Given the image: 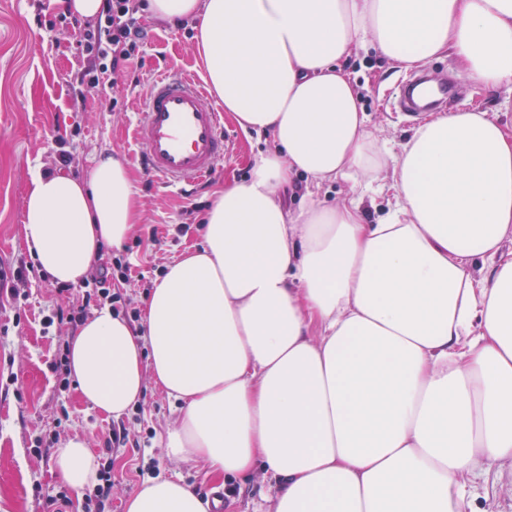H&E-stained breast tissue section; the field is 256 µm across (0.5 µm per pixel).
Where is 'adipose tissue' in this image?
I'll return each mask as SVG.
<instances>
[{"mask_svg":"<svg viewBox=\"0 0 512 512\" xmlns=\"http://www.w3.org/2000/svg\"><path fill=\"white\" fill-rule=\"evenodd\" d=\"M150 11L194 21L219 104L275 148L215 191L203 245L156 281L142 331L107 309L80 327L69 363L82 399L117 419L154 383L181 404L167 456L243 482L265 470L273 512H475V463H512V132L491 112H442L390 154L342 62L362 41L403 69L445 52L485 90L512 87V0ZM385 173L396 204L370 224L361 192ZM299 174L357 194L289 215ZM140 217L129 162L102 155L88 179L33 178L25 242L76 285ZM56 472L78 493L94 483L85 440L58 448ZM125 509L206 512L168 477Z\"/></svg>","mask_w":512,"mask_h":512,"instance_id":"ef3b65f1","label":"adipose tissue"}]
</instances>
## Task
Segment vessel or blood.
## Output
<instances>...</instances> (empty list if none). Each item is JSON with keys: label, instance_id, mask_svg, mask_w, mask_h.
Segmentation results:
<instances>
[{"label": "vessel or blood", "instance_id": "1", "mask_svg": "<svg viewBox=\"0 0 512 512\" xmlns=\"http://www.w3.org/2000/svg\"><path fill=\"white\" fill-rule=\"evenodd\" d=\"M447 100V79L421 74L397 86L391 107L411 117ZM135 135L145 175L180 191L216 175L231 144L224 113L203 81L180 69L154 76L139 106Z\"/></svg>", "mask_w": 512, "mask_h": 512}]
</instances>
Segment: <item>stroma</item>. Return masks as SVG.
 <instances>
[{
  "label": "stroma",
  "instance_id": "35a3bbf8",
  "mask_svg": "<svg viewBox=\"0 0 512 512\" xmlns=\"http://www.w3.org/2000/svg\"><path fill=\"white\" fill-rule=\"evenodd\" d=\"M56 0H0V263L29 265L20 283L19 300L0 305V512H48L44 487L60 488L54 469L55 450L71 438L88 442L99 456L103 439L112 429H124L123 447L112 453V504L109 512H125V501L153 477L177 476L187 483L206 507L225 480L205 474L203 465L169 459L161 444L165 432L180 416V405L147 384L139 404L120 419H112L85 403L76 386L60 390L51 368L68 332H44L43 314L58 301L53 281L40 269L24 239L23 216L33 177L46 168L85 179L101 154L116 151L134 157L138 147L133 128L137 104L151 79L170 67L200 71L194 51L196 31L183 29L144 13L150 35L140 46L138 85L119 79L110 97L88 92L84 104L73 101L71 82L84 64L74 36H50L33 18H54ZM355 80L360 103L368 117L372 138L400 153L419 121L391 111L389 92L406 76L374 51L360 47L343 63ZM432 76L448 72L464 90L453 110L480 109L496 113L512 128V91L486 92L462 73L450 54L427 64ZM232 145L218 175L191 196L148 184L134 170V187L142 205V221L120 248L131 264L128 280L115 282L118 309L144 308L150 288L162 268L185 251L203 243L202 225L214 191L228 182L249 178L252 163L273 147L270 133L243 130L226 120ZM73 157L69 166L56 163L59 151ZM351 194V184L339 179L317 182L299 175L294 194L286 197L290 214L310 203L337 204ZM186 225L177 233V225ZM476 512H512V467L505 465L477 483Z\"/></svg>",
  "mask_w": 512,
  "mask_h": 512
}]
</instances>
